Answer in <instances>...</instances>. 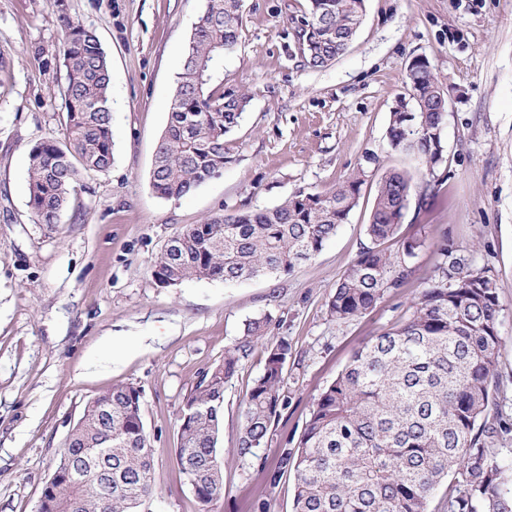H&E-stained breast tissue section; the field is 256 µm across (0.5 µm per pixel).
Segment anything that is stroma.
I'll return each instance as SVG.
<instances>
[{"instance_id": "35a3bbf8", "label": "stroma", "mask_w": 512, "mask_h": 512, "mask_svg": "<svg viewBox=\"0 0 512 512\" xmlns=\"http://www.w3.org/2000/svg\"><path fill=\"white\" fill-rule=\"evenodd\" d=\"M202 0H0V512H36L66 436L88 402L117 386L141 391L153 440L151 512H292L294 479L268 488L256 463L226 457L224 498L201 504L174 456L185 398L222 363L245 320L272 315L293 349L288 406L277 430L300 433L312 399L368 336L407 311L441 241L472 254L498 284V370L512 408V0H365L363 22L331 64L304 66L292 16L308 0H244L240 37L224 58V88L247 94L225 138L221 177L188 196L150 181ZM95 31L112 71L114 162L81 174L58 224L28 205V152L63 136L55 103L65 84L62 21ZM432 62L448 102L444 163L410 195L401 226L422 242L405 287L365 316L334 321L327 301L362 247L379 178L417 172L386 138L406 97L409 62ZM358 206L335 237L289 274L158 286L167 240L214 214L271 208L295 191H327L358 169ZM240 362L224 393L221 448L236 444L239 404L263 371Z\"/></svg>"}]
</instances>
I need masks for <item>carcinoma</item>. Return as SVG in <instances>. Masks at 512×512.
Listing matches in <instances>:
<instances>
[{"instance_id":"carcinoma-1","label":"carcinoma","mask_w":512,"mask_h":512,"mask_svg":"<svg viewBox=\"0 0 512 512\" xmlns=\"http://www.w3.org/2000/svg\"><path fill=\"white\" fill-rule=\"evenodd\" d=\"M365 0H310L292 19L294 44L305 64L322 68L342 55L361 25ZM237 0H204L192 29L151 182L163 198L180 199L224 173L226 135L239 124L244 94L223 90L221 62L235 50L241 26ZM66 86L61 96L64 140L43 141L28 153L29 206L40 224H56L80 171L105 172L113 163L111 66L95 32L66 21L59 45ZM415 112H393L388 145L424 164L420 178L443 163L447 99L430 60L419 59L405 81ZM366 171L323 192L299 189L281 204L216 214L188 225L176 247L162 249L151 271L161 287L189 280L245 281L288 274L313 258L358 205ZM417 178L382 175L364 246L336 283L328 308L338 323L375 309L386 292L403 287L418 239L392 254ZM432 275L404 318L368 338L336 379L316 396L297 437L277 434L288 405L286 368L293 358L284 336L269 335L265 314L244 324L224 362L202 376L185 399L175 457L198 500L224 496V449L218 436L224 391L241 359L259 349L262 373L243 397L232 454L257 458L279 445L273 467L258 463L270 485L294 477L293 512H512V462L498 449L512 440V416L500 401L501 305L490 269L443 243ZM56 469L75 481L40 498L38 512H143L153 495L154 456L141 392L119 386L85 407ZM446 487L437 506L436 492Z\"/></svg>"}]
</instances>
